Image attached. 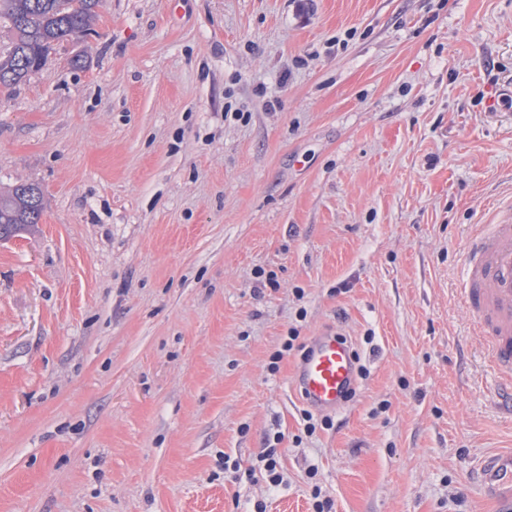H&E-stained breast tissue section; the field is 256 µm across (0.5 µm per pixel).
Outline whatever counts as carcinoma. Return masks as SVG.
<instances>
[{"instance_id": "1", "label": "carcinoma", "mask_w": 512, "mask_h": 512, "mask_svg": "<svg viewBox=\"0 0 512 512\" xmlns=\"http://www.w3.org/2000/svg\"><path fill=\"white\" fill-rule=\"evenodd\" d=\"M100 0H0V26L8 41L0 45V93L11 92L46 62L51 50L88 30ZM42 192L33 183L16 184L0 194V239L40 222Z\"/></svg>"}]
</instances>
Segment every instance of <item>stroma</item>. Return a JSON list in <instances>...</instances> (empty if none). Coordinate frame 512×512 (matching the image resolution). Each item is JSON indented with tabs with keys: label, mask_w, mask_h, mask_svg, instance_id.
<instances>
[{
	"label": "stroma",
	"mask_w": 512,
	"mask_h": 512,
	"mask_svg": "<svg viewBox=\"0 0 512 512\" xmlns=\"http://www.w3.org/2000/svg\"><path fill=\"white\" fill-rule=\"evenodd\" d=\"M511 89L512 0H102L0 94V191L44 204L0 241V512H502L458 272ZM292 326L363 368L311 436ZM299 337V330L296 327H291L288 330V336H286V339L282 344V349L276 351L270 356L268 369L272 373H275L279 370V363L283 359L285 353L290 355L292 351L300 352V357L304 354L306 346L302 343L296 344V341L299 339Z\"/></svg>",
	"instance_id": "1"
}]
</instances>
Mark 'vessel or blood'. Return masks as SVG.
I'll return each instance as SVG.
<instances>
[{
    "label": "vessel or blood",
    "mask_w": 512,
    "mask_h": 512,
    "mask_svg": "<svg viewBox=\"0 0 512 512\" xmlns=\"http://www.w3.org/2000/svg\"><path fill=\"white\" fill-rule=\"evenodd\" d=\"M461 277L471 325L484 336L489 361L500 375L498 391L512 406V203L474 232ZM356 383L351 345L339 334L325 332L312 338L291 386L310 409L332 413L344 407ZM482 482L490 491L512 487V451L488 459Z\"/></svg>",
    "instance_id": "b4317fda"
}]
</instances>
